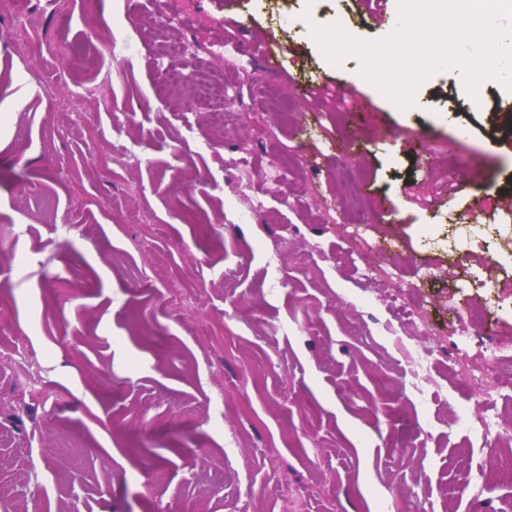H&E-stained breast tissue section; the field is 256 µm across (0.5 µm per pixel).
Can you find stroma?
Returning <instances> with one entry per match:
<instances>
[{
    "label": "stroma",
    "instance_id": "35a3bbf8",
    "mask_svg": "<svg viewBox=\"0 0 512 512\" xmlns=\"http://www.w3.org/2000/svg\"><path fill=\"white\" fill-rule=\"evenodd\" d=\"M9 2L0 512H512V454L454 422L512 429V371L488 396L455 363L475 351L468 307L512 361V296L474 285L512 286V90L474 99L443 70L394 110L310 33L340 14L357 38L387 36L361 0H25L27 30ZM103 12L129 49L100 47L97 87L74 89L53 49L81 64ZM268 54L292 111L255 88ZM162 69L192 78L167 88ZM219 81L237 96L220 123L195 97ZM314 84L351 95L307 99ZM347 138L353 187L336 168ZM353 215L361 238L337 235Z\"/></svg>",
    "mask_w": 512,
    "mask_h": 512
}]
</instances>
